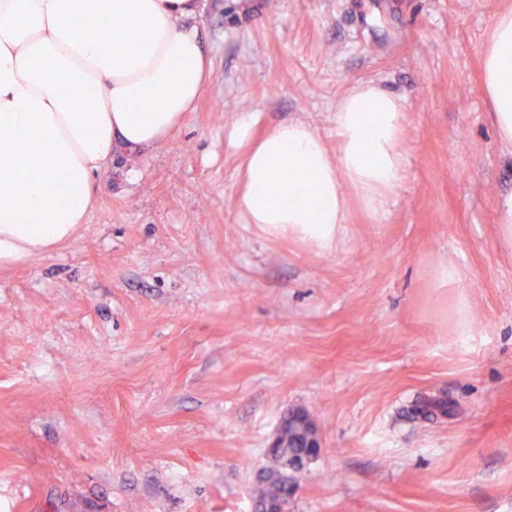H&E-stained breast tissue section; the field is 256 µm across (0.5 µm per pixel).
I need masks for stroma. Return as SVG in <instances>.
Listing matches in <instances>:
<instances>
[{
  "mask_svg": "<svg viewBox=\"0 0 512 512\" xmlns=\"http://www.w3.org/2000/svg\"><path fill=\"white\" fill-rule=\"evenodd\" d=\"M509 8L205 0L196 109L117 155L69 241L0 266V512H253L294 408L321 449L291 512H512V152L479 86ZM363 81L405 107L386 207L348 197L329 249L244 223L227 128L305 121L336 150ZM439 391L453 417H407Z\"/></svg>",
  "mask_w": 512,
  "mask_h": 512,
  "instance_id": "1",
  "label": "stroma"
}]
</instances>
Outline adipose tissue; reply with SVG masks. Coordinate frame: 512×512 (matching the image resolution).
<instances>
[{
	"label": "adipose tissue",
	"mask_w": 512,
	"mask_h": 512,
	"mask_svg": "<svg viewBox=\"0 0 512 512\" xmlns=\"http://www.w3.org/2000/svg\"><path fill=\"white\" fill-rule=\"evenodd\" d=\"M203 0H0V265L43 253L86 223L98 178L121 149L149 153L192 110L210 75L196 23ZM482 87L498 140L512 150V9L481 49ZM93 111H86V104ZM400 97L372 82L341 99L337 153L303 121L246 145L235 206L248 224L327 247L347 192L378 212L398 186Z\"/></svg>",
	"instance_id": "adipose-tissue-1"
}]
</instances>
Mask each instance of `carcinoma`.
Returning a JSON list of instances; mask_svg holds the SVG:
<instances>
[{
  "instance_id": "carcinoma-1",
  "label": "carcinoma",
  "mask_w": 512,
  "mask_h": 512,
  "mask_svg": "<svg viewBox=\"0 0 512 512\" xmlns=\"http://www.w3.org/2000/svg\"><path fill=\"white\" fill-rule=\"evenodd\" d=\"M415 404L418 406L419 418L424 421L446 417L451 408L448 398L442 393L423 394L416 399ZM279 429L278 447L269 449L270 465L263 469L255 489L257 502L273 506L290 502L297 484L296 475L282 468L283 455H299L306 451L304 429L301 425L290 426L288 421L283 419L280 421Z\"/></svg>"
}]
</instances>
